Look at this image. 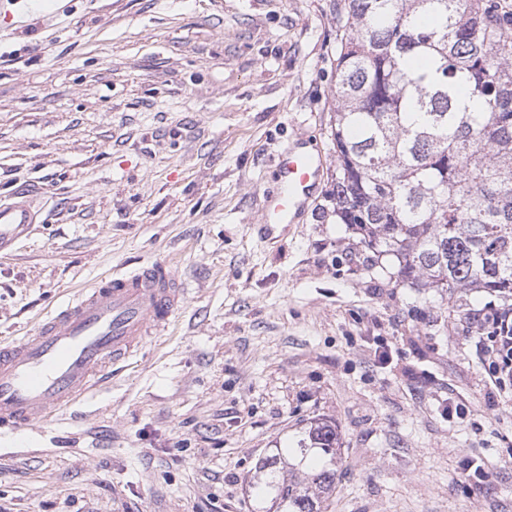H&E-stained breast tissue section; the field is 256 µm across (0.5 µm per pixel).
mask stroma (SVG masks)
I'll use <instances>...</instances> for the list:
<instances>
[{
	"instance_id": "stroma-1",
	"label": "stroma",
	"mask_w": 512,
	"mask_h": 512,
	"mask_svg": "<svg viewBox=\"0 0 512 512\" xmlns=\"http://www.w3.org/2000/svg\"><path fill=\"white\" fill-rule=\"evenodd\" d=\"M345 36L336 0L0 9V201L37 183L49 215L0 259V340L116 270L166 260L188 288L111 386L0 436V512H262L256 461L318 418L341 442L330 512H512V400L491 401L477 334L336 221ZM301 145L327 161L317 193L265 230Z\"/></svg>"
}]
</instances>
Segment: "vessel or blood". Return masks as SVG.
<instances>
[{"mask_svg": "<svg viewBox=\"0 0 512 512\" xmlns=\"http://www.w3.org/2000/svg\"><path fill=\"white\" fill-rule=\"evenodd\" d=\"M323 169L315 153L291 149L279 159L281 188L264 225L293 223L313 197ZM34 187L0 203V254L41 217ZM185 284L168 262L99 279L71 302L41 318L34 332L0 344V430L19 435L73 407L93 389L110 384L150 336H160L186 299Z\"/></svg>", "mask_w": 512, "mask_h": 512, "instance_id": "1", "label": "vessel or blood"}]
</instances>
